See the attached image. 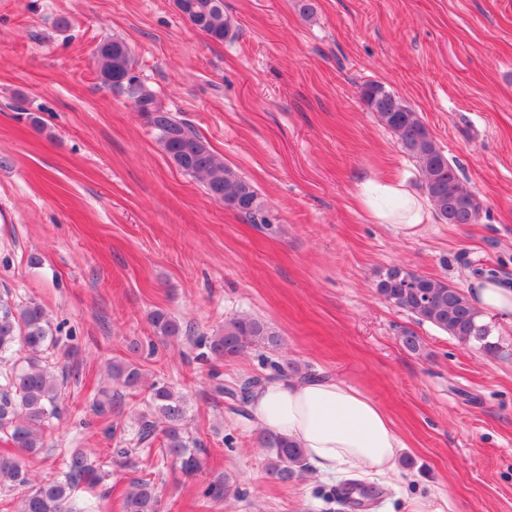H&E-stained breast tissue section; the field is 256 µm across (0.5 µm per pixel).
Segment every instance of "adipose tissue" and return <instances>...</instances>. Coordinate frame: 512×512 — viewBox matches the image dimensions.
<instances>
[{
  "label": "adipose tissue",
  "mask_w": 512,
  "mask_h": 512,
  "mask_svg": "<svg viewBox=\"0 0 512 512\" xmlns=\"http://www.w3.org/2000/svg\"><path fill=\"white\" fill-rule=\"evenodd\" d=\"M359 199L374 223L413 235L430 223L431 209L404 181L369 179ZM469 297L490 314H512V284L492 276L472 283ZM251 409L264 428L303 449L318 471L349 468L382 476L396 470L401 442L385 411L368 395L335 379L278 381L257 390Z\"/></svg>",
  "instance_id": "adipose-tissue-1"
}]
</instances>
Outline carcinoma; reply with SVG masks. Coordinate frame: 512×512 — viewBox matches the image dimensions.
<instances>
[{
	"mask_svg": "<svg viewBox=\"0 0 512 512\" xmlns=\"http://www.w3.org/2000/svg\"><path fill=\"white\" fill-rule=\"evenodd\" d=\"M181 15L188 16L211 40L222 42L231 33V21L224 13V0H174ZM96 65L104 87L129 94L146 116L157 141L168 158L185 173L199 178L207 195L234 210L239 217L263 229L271 228L266 208L253 185L224 163L207 143L186 123L156 103L155 94L135 75L127 45L119 39H106L96 48ZM365 108L388 128L400 147L416 163L434 212L446 224H474L483 210L481 201L463 187L456 168L438 146L417 112L379 83H366L359 89ZM377 294L388 304L429 323L465 346H472L489 357L502 354L503 346L492 336L491 326L469 301L464 290L445 279L419 274L401 266H390L378 273ZM157 335L175 337L191 332L170 314L157 309L150 314ZM212 358L224 360L246 353L275 352L280 335L263 320L242 315L224 321V329L211 336L198 337ZM44 307L35 300L14 304L0 296V434L22 454H38L44 448L45 429L57 413L60 380L45 352L55 347ZM271 377L255 375L237 382H224L212 369L213 395L229 397L245 407L254 392L269 379L308 380L292 360L272 361ZM112 381L124 389L147 388L149 410L139 418L140 443H159L162 456L178 465L187 476L202 467L204 453L199 441L186 427L183 396L170 386L146 383L139 365L116 360L110 365ZM260 447L268 453V472L280 483L292 481L310 470L303 449L288 437L265 428L256 432ZM105 477L100 465L83 450L76 449L65 461L60 478H49L32 486L20 501L17 512H79L75 500L81 485H93ZM28 484L19 458L0 456V484ZM155 484L138 478L122 498V512H158Z\"/></svg>",
	"mask_w": 512,
	"mask_h": 512,
	"instance_id": "carcinoma-1",
	"label": "carcinoma"
}]
</instances>
